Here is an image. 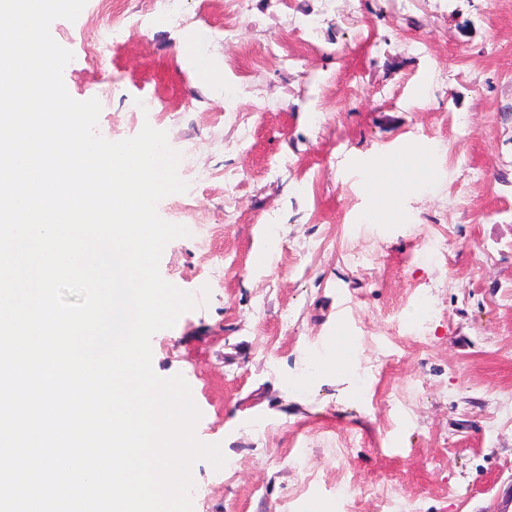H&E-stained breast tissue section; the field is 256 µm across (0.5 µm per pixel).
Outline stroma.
<instances>
[{
	"label": "stroma",
	"instance_id": "1",
	"mask_svg": "<svg viewBox=\"0 0 512 512\" xmlns=\"http://www.w3.org/2000/svg\"><path fill=\"white\" fill-rule=\"evenodd\" d=\"M88 0L51 34L66 89L98 99L109 140L153 101L192 194L159 216L201 218L172 240L164 280H224L151 339L154 372L182 375L196 435L232 453L193 466V512H512V0ZM253 54L242 77L235 62ZM423 186L375 196L366 172L405 146ZM397 212L365 224L369 210ZM371 256L359 266L354 257ZM342 335L372 370L288 388Z\"/></svg>",
	"mask_w": 512,
	"mask_h": 512
}]
</instances>
